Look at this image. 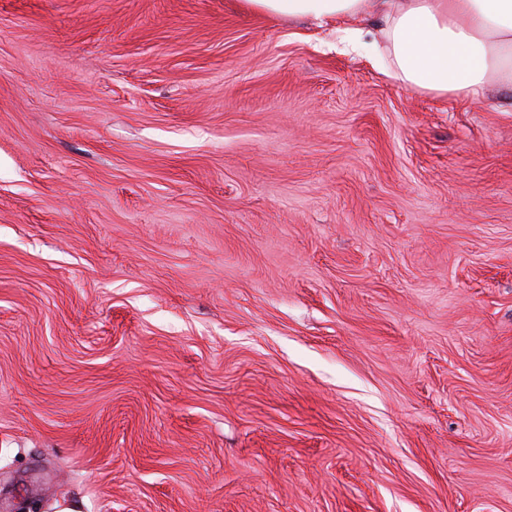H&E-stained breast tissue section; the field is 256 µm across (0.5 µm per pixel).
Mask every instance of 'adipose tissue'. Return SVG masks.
Instances as JSON below:
<instances>
[{
  "label": "adipose tissue",
  "mask_w": 512,
  "mask_h": 512,
  "mask_svg": "<svg viewBox=\"0 0 512 512\" xmlns=\"http://www.w3.org/2000/svg\"><path fill=\"white\" fill-rule=\"evenodd\" d=\"M245 8L325 26L379 21L391 75L408 87L469 99L489 84L512 94V0H243Z\"/></svg>",
  "instance_id": "1"
}]
</instances>
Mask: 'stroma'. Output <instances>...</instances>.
Returning <instances> with one entry per match:
<instances>
[{
  "label": "stroma",
  "mask_w": 512,
  "mask_h": 512,
  "mask_svg": "<svg viewBox=\"0 0 512 512\" xmlns=\"http://www.w3.org/2000/svg\"><path fill=\"white\" fill-rule=\"evenodd\" d=\"M240 0H0V512H512V105Z\"/></svg>",
  "instance_id": "obj_1"
}]
</instances>
